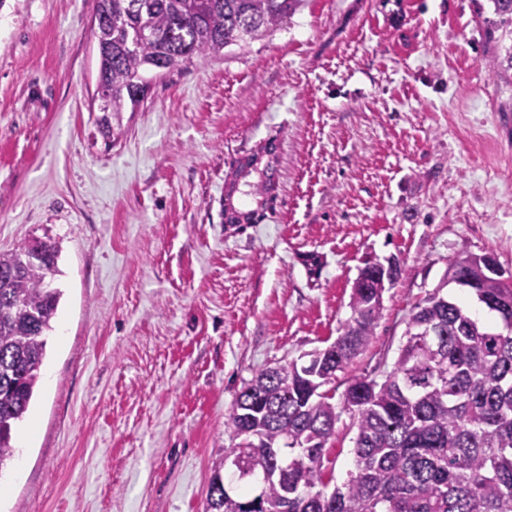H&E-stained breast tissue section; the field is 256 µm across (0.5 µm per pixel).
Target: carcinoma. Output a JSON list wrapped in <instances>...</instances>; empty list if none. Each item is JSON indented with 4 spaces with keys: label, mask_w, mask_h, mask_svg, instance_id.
I'll return each instance as SVG.
<instances>
[{
    "label": "carcinoma",
    "mask_w": 512,
    "mask_h": 512,
    "mask_svg": "<svg viewBox=\"0 0 512 512\" xmlns=\"http://www.w3.org/2000/svg\"><path fill=\"white\" fill-rule=\"evenodd\" d=\"M303 0H102L94 27L98 78L108 91L99 120L144 97L146 71L164 76L195 57L219 55L263 39ZM263 206L273 174L247 177ZM44 261L27 259L30 243L0 252V473L16 451L15 424L27 413L46 355V332L61 291L52 287L59 244L35 240ZM470 290L501 325H486L454 299L415 304L406 342L381 378L353 377L339 402L323 391L368 344L382 306L373 280L351 295L353 320L320 359L256 372L224 427L245 443L213 462L207 499L216 512H512V273L466 267ZM350 414L353 470L324 491L326 448L342 413Z\"/></svg>",
    "instance_id": "cac0c4a2"
}]
</instances>
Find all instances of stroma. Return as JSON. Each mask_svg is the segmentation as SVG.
Here are the masks:
<instances>
[{
    "instance_id": "obj_1",
    "label": "stroma",
    "mask_w": 512,
    "mask_h": 512,
    "mask_svg": "<svg viewBox=\"0 0 512 512\" xmlns=\"http://www.w3.org/2000/svg\"><path fill=\"white\" fill-rule=\"evenodd\" d=\"M98 0L0 7V251L59 241L62 292L0 512H204L254 373L333 343L364 260L398 259L369 345L391 370L448 262L512 272V71L490 0H306L267 38L154 78L104 137ZM276 147L274 200L227 192ZM256 210L225 222L224 199ZM349 416L330 485L353 467Z\"/></svg>"
}]
</instances>
